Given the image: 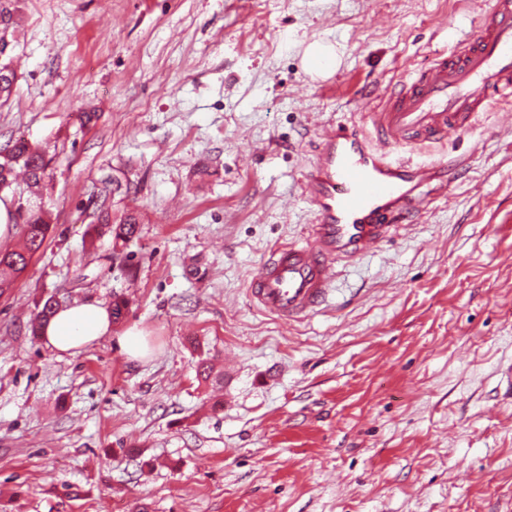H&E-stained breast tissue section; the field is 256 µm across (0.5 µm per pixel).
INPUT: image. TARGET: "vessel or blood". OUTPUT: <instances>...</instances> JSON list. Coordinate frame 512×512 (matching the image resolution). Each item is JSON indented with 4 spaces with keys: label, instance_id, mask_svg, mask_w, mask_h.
Returning <instances> with one entry per match:
<instances>
[{
    "label": "vessel or blood",
    "instance_id": "1",
    "mask_svg": "<svg viewBox=\"0 0 512 512\" xmlns=\"http://www.w3.org/2000/svg\"><path fill=\"white\" fill-rule=\"evenodd\" d=\"M512 100V0H496L476 38L436 54L429 67L382 94L368 126H326L304 189L315 221L303 242L272 251L249 284L252 302L285 321L314 313L334 290L339 263L376 253L419 213L428 195L448 193L461 158L415 162L428 145L464 136L490 104Z\"/></svg>",
    "mask_w": 512,
    "mask_h": 512
}]
</instances>
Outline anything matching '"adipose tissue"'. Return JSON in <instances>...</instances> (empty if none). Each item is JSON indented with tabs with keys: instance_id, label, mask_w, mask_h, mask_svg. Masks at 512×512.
Wrapping results in <instances>:
<instances>
[{
	"instance_id": "adipose-tissue-1",
	"label": "adipose tissue",
	"mask_w": 512,
	"mask_h": 512,
	"mask_svg": "<svg viewBox=\"0 0 512 512\" xmlns=\"http://www.w3.org/2000/svg\"><path fill=\"white\" fill-rule=\"evenodd\" d=\"M112 332V311L96 300L76 302L59 310L41 328L47 347L73 355Z\"/></svg>"
}]
</instances>
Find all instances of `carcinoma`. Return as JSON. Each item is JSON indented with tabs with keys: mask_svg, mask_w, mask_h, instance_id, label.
<instances>
[{
	"mask_svg": "<svg viewBox=\"0 0 512 512\" xmlns=\"http://www.w3.org/2000/svg\"><path fill=\"white\" fill-rule=\"evenodd\" d=\"M18 0H0V42L14 33L18 26ZM13 57L0 58V99L9 98L16 80L12 67ZM45 148L19 138L13 144L0 150V195L12 196L20 188L18 177H23L27 192L38 197L50 180ZM24 229L23 246L18 250L0 251V294L12 287L15 280L26 270L34 256L39 253L51 230V214L40 206H33L24 214H17ZM96 233L112 238V248L124 246L140 233V214L135 209H126L120 215L111 214V206L105 202L97 206ZM60 303L50 295L38 302V312L32 326V334L38 335V328L59 308Z\"/></svg>",
	"mask_w": 512,
	"mask_h": 512,
	"instance_id": "cac0c4a2",
	"label": "carcinoma"
}]
</instances>
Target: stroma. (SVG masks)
<instances>
[{
	"label": "stroma",
	"mask_w": 512,
	"mask_h": 512,
	"mask_svg": "<svg viewBox=\"0 0 512 512\" xmlns=\"http://www.w3.org/2000/svg\"><path fill=\"white\" fill-rule=\"evenodd\" d=\"M494 0H22L0 147L45 143L49 240L0 295V512H512V102L409 226L287 323L248 282L304 238L303 174L355 94L410 79ZM342 53L327 78L308 44ZM96 115L80 125L82 112ZM124 172L133 195L106 177ZM137 206L120 254L95 205ZM129 309L76 355L40 298ZM145 336L132 358L120 339ZM224 374L202 381L199 361Z\"/></svg>",
	"instance_id": "1"
}]
</instances>
